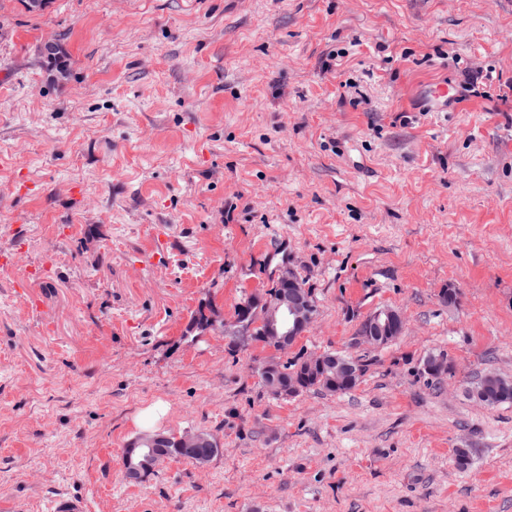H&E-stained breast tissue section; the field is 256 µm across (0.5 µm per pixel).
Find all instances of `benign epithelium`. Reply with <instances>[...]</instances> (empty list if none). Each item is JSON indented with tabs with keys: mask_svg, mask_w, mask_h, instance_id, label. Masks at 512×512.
<instances>
[{
	"mask_svg": "<svg viewBox=\"0 0 512 512\" xmlns=\"http://www.w3.org/2000/svg\"><path fill=\"white\" fill-rule=\"evenodd\" d=\"M264 311L259 321L260 330L242 328L240 341L249 345H263L284 354L290 350L315 320V306L309 289L301 282L294 268L281 270L274 290L260 299ZM405 330L402 313L394 308L376 311L367 317L357 331L358 343L370 347H381ZM425 370L440 378L448 374V358L444 354L431 357ZM263 383L268 389L293 395L311 376L328 379L336 388L346 387L362 379L363 372L356 358H342L328 352H316L303 359L298 370L288 374L266 364L262 367Z\"/></svg>",
	"mask_w": 512,
	"mask_h": 512,
	"instance_id": "obj_1",
	"label": "benign epithelium"
}]
</instances>
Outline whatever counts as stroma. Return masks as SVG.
<instances>
[{
  "mask_svg": "<svg viewBox=\"0 0 512 512\" xmlns=\"http://www.w3.org/2000/svg\"><path fill=\"white\" fill-rule=\"evenodd\" d=\"M511 80L512 0H0V250L24 252L0 266V502L512 512V403L470 393L512 375ZM286 265L317 309L289 359L356 355L355 389L277 399L272 350L229 351ZM387 307L405 333L357 345ZM155 404L220 452L132 483ZM422 96L431 105V109L440 112L448 107V101L451 100L448 82L437 83L425 88Z\"/></svg>",
  "mask_w": 512,
  "mask_h": 512,
  "instance_id": "35a3bbf8",
  "label": "stroma"
}]
</instances>
